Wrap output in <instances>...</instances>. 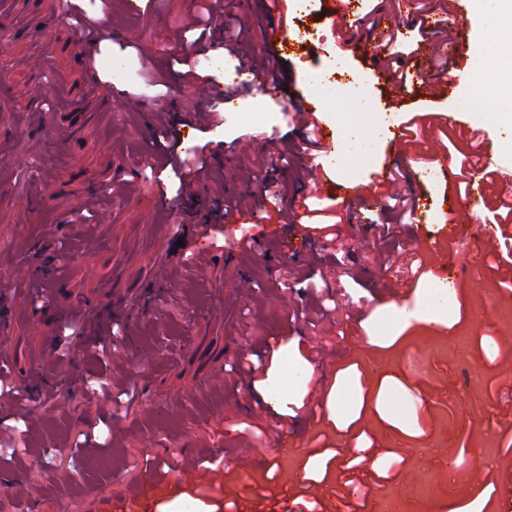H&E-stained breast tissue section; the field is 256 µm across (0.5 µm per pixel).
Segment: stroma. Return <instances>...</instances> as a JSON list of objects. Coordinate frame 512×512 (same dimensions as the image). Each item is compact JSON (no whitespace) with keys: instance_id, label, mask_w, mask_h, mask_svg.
<instances>
[{"instance_id":"obj_1","label":"stroma","mask_w":512,"mask_h":512,"mask_svg":"<svg viewBox=\"0 0 512 512\" xmlns=\"http://www.w3.org/2000/svg\"><path fill=\"white\" fill-rule=\"evenodd\" d=\"M76 17L60 0H0V29L13 39L0 50V356L25 393L0 399V423L21 413L29 425L19 460L0 468V512H295L318 501L322 512H343L348 501L345 461L358 441L373 445L375 471L390 479L370 484L366 512H512V294L488 268L487 254L503 249L497 236L499 195L457 189L478 223H452L440 181L418 156L446 145L438 132L407 139L394 150L424 94L436 124L455 119L462 139L479 131L512 170V134L459 110L469 93L456 64L436 51L417 52L420 35L392 10V0H364L370 20L402 28L403 62L418 81L403 91L380 80L371 59L336 45L330 0L288 12V55L281 88L264 93L273 119L225 122L224 90L236 75L224 61L260 54L275 20L265 0H226L223 12L250 30L237 51L217 54L205 91L172 69L176 37L196 11L194 0H75ZM97 20L91 55L76 52L81 18ZM313 28V39L297 34ZM338 73L359 81L368 110L381 115L365 160H358L348 114V87L310 91L309 73L326 74V47ZM169 88L156 95L143 66ZM313 92L317 113L343 154L332 156L325 180L363 187L385 161L394 162L406 192L424 196L422 221L394 225L403 242L432 237L449 246L459 286L446 315L414 318L440 269L404 283L406 257L393 251L374 260L375 224L384 203L356 199L344 207L311 193L305 169L306 132L287 124L300 94ZM402 107H390L393 96ZM202 112L200 122L186 114ZM165 125L180 157L211 144V179L196 190L194 213L173 168L143 164L149 124ZM290 151L282 162L281 151ZM165 193L167 207L156 205ZM307 196L313 209L336 210L351 254H333L319 233L291 222V202ZM245 199L266 220L267 237L242 253L234 235L215 250L199 217L208 202ZM459 235L449 245V234ZM317 266L318 290L292 285L289 272ZM43 291L48 305L35 306ZM84 318L86 334L62 369H51L53 339L62 322ZM125 327L110 361L113 390L134 389L127 406L84 382L97 370L94 346L106 321ZM181 340L179 353H157L155 337ZM280 343L267 383L278 399L234 378L243 354L260 352L265 337ZM307 368V382L293 372ZM428 394V406L409 404V385ZM344 403H337L338 392ZM316 415H309V408ZM106 423L108 448L76 447L79 431Z\"/></svg>"}]
</instances>
